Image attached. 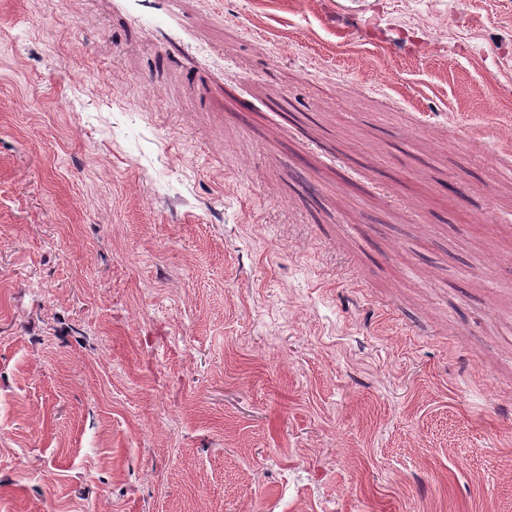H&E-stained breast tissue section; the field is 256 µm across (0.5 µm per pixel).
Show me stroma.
<instances>
[{
    "label": "stroma",
    "mask_w": 512,
    "mask_h": 512,
    "mask_svg": "<svg viewBox=\"0 0 512 512\" xmlns=\"http://www.w3.org/2000/svg\"><path fill=\"white\" fill-rule=\"evenodd\" d=\"M0 512H512V0H0Z\"/></svg>",
    "instance_id": "obj_1"
}]
</instances>
